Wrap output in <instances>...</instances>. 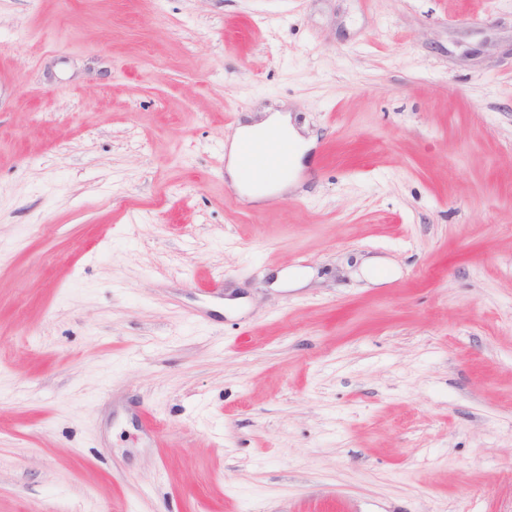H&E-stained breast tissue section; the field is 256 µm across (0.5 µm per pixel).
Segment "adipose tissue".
<instances>
[{"mask_svg": "<svg viewBox=\"0 0 512 512\" xmlns=\"http://www.w3.org/2000/svg\"><path fill=\"white\" fill-rule=\"evenodd\" d=\"M279 135L290 140L297 153H304L305 141L295 132L287 115L273 113L259 122H251L240 127L236 138L228 147V171L239 190L250 200L265 202L281 196L296 182L295 175L288 173L270 174L261 165L243 166L241 145L249 139Z\"/></svg>", "mask_w": 512, "mask_h": 512, "instance_id": "ef3b65f1", "label": "adipose tissue"}]
</instances>
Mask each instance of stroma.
Listing matches in <instances>:
<instances>
[{"label":"stroma","mask_w":512,"mask_h":512,"mask_svg":"<svg viewBox=\"0 0 512 512\" xmlns=\"http://www.w3.org/2000/svg\"><path fill=\"white\" fill-rule=\"evenodd\" d=\"M353 504L512 512V0H0V512ZM273 134L284 137L295 145L292 169L296 172L307 146L289 124L288 115L280 112H275L262 121L242 125L236 138L228 147V171L235 185L251 201L262 203L275 199L296 182L295 174L289 175L288 170L270 176L271 171L262 165L251 167L242 165V143L249 139L265 138ZM242 151L247 161L262 160L266 165L280 169L288 167L291 147L287 141L272 140L263 143L247 141L243 144Z\"/></svg>","instance_id":"stroma-1"}]
</instances>
